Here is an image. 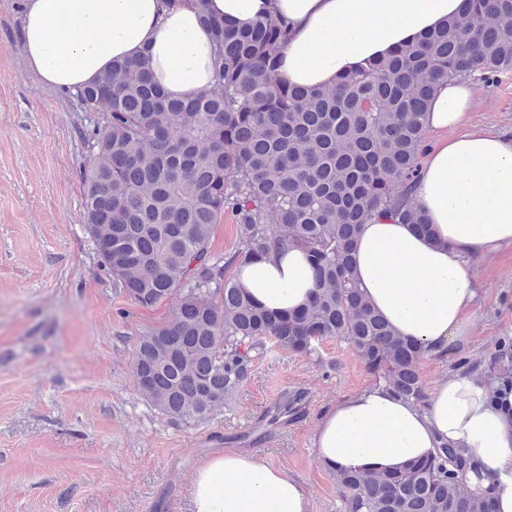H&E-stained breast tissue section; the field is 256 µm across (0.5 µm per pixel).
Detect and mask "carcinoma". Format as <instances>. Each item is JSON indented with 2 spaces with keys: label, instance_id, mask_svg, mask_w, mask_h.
<instances>
[{
  "label": "carcinoma",
  "instance_id": "obj_1",
  "mask_svg": "<svg viewBox=\"0 0 512 512\" xmlns=\"http://www.w3.org/2000/svg\"><path fill=\"white\" fill-rule=\"evenodd\" d=\"M462 14L347 74L332 87L279 82L276 55L287 24L260 16L237 28L206 11L213 85L168 97L150 58L115 60L71 94L93 115L82 143L86 231L99 265L143 309L168 300L167 321L142 331L135 377L169 419L204 422L250 379L271 348L309 355L327 338L347 342L397 396L425 404L419 366L428 351L396 335L370 305L352 266L361 225L387 215L424 236L433 227L409 202L426 150L424 113L436 85L512 72V0H463ZM229 216L238 244L211 250ZM305 251L311 302L292 313L256 303L232 269L272 249ZM512 388V336L483 364ZM297 399L267 410L276 424ZM473 457L449 442L392 471L335 472L344 512H495L470 488Z\"/></svg>",
  "mask_w": 512,
  "mask_h": 512
}]
</instances>
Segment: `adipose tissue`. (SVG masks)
<instances>
[{
  "label": "adipose tissue",
  "mask_w": 512,
  "mask_h": 512,
  "mask_svg": "<svg viewBox=\"0 0 512 512\" xmlns=\"http://www.w3.org/2000/svg\"><path fill=\"white\" fill-rule=\"evenodd\" d=\"M461 0H206L213 17L240 26L258 15L284 19L279 80L306 88L334 85L366 61L389 56L425 30L457 17ZM21 41L29 69L65 92L93 83L113 60L149 52L169 97L213 83L210 31L188 0H25ZM473 85H439L425 112L430 138L411 192L434 227L425 237L388 219L363 224L353 253L369 302L398 336L432 352L468 336L477 291L469 265L512 243V138L470 120ZM264 307L291 312L311 299L305 253H272L235 270ZM466 449L496 512H512V390L455 371L439 379L427 405L379 384L325 411L312 436L332 471H384L429 457L441 441ZM191 512H309L306 488L254 453L208 458L191 480Z\"/></svg>",
  "instance_id": "obj_1"
}]
</instances>
